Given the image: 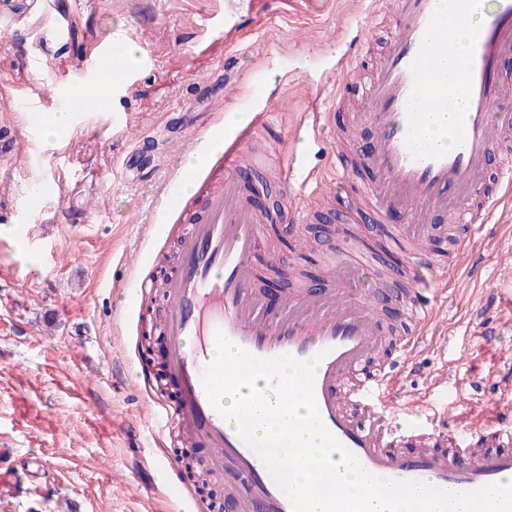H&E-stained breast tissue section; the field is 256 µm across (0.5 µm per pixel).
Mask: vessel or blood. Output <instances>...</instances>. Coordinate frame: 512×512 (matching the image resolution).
<instances>
[{"label":"vessel or blood","mask_w":512,"mask_h":512,"mask_svg":"<svg viewBox=\"0 0 512 512\" xmlns=\"http://www.w3.org/2000/svg\"><path fill=\"white\" fill-rule=\"evenodd\" d=\"M474 0H394L392 33L358 111L375 130V149L355 168L336 166V183L351 182L354 170L369 178L349 193L347 209L381 218L401 211L405 224L389 231L397 246L414 242L427 247L436 214L466 225L457 243L463 254L474 251L494 213L512 202V182L483 191L487 166L498 158L506 175L512 154L500 151L501 133L512 123L495 94L496 65L512 56V0H493L471 29V41L452 74H442L437 59L448 44V20L467 21ZM448 115L450 147L423 141L431 116ZM268 112L244 127L225 132L224 176L206 197L201 217L185 227L176 271L164 283L167 317V368L179 382L176 399L150 409L157 428H174L201 441L236 512H293L286 495L257 455L240 439L234 423L212 406L202 374L215 353L217 335L261 357L289 354L300 360L320 357L314 394L327 430L351 451L369 473L397 480H421L449 491H468L501 482L512 474V420L486 424L473 409L465 432L449 430L448 411L424 424H398L383 401L397 369L414 370L423 351L420 333L436 323L440 291L412 267L409 294L417 333L401 339L396 359L373 378L358 371L378 351L384 333L370 308L353 300L348 280L319 295H294L269 309L253 284L251 258L258 224L286 225L299 239L308 215L307 199L323 183L319 170L308 167L304 151L286 158L288 191L301 204L265 216L254 211L235 171L244 168V145L266 128ZM325 113H305L296 132L316 138Z\"/></svg>","instance_id":"b4317fda"}]
</instances>
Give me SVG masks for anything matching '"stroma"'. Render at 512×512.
<instances>
[{
    "label": "stroma",
    "mask_w": 512,
    "mask_h": 512,
    "mask_svg": "<svg viewBox=\"0 0 512 512\" xmlns=\"http://www.w3.org/2000/svg\"><path fill=\"white\" fill-rule=\"evenodd\" d=\"M228 0H83L71 37L47 35L41 0H0V85L31 81L45 89L44 114L66 111L84 86L87 57L100 41L123 33L137 48L120 86L100 108L77 112L67 131L47 141L20 104L0 97V134L17 139L0 157V227L26 224L25 248L0 235V512H183L169 488L153 483L156 448L194 455L209 469V451L172 437L131 429L178 383L159 374L146 389L138 380V345L149 312L126 308V291L139 275L161 278L172 269L179 231L204 206L219 181L209 156L199 185L181 198L171 192L185 156L200 149L226 110L257 111V86H271L280 107L269 126L271 160L238 173L256 212L287 202L281 183L289 133L302 113H328L323 128L356 125L360 92L322 77L343 38L385 31L374 0H247L234 33L205 30ZM348 156L373 145L369 126L356 125ZM44 190L28 208L32 184ZM342 204L325 210L305 233L313 248L294 254L281 225L269 224L253 264L256 285L278 306L289 289L328 288L330 268L344 255L334 227ZM472 264L457 269L438 300L444 337L426 336L419 371L401 370L386 398L400 407L406 392L430 388V403H456L453 420L465 427L472 401L488 420L507 402L501 379L512 373L504 353L512 329L500 328L507 309L497 295L503 263L512 258V211L498 210ZM328 232H319V225ZM376 268L386 283L376 297L384 330L412 332L399 257L381 251ZM448 386L435 387L438 377Z\"/></svg>",
    "instance_id": "stroma-1"
}]
</instances>
